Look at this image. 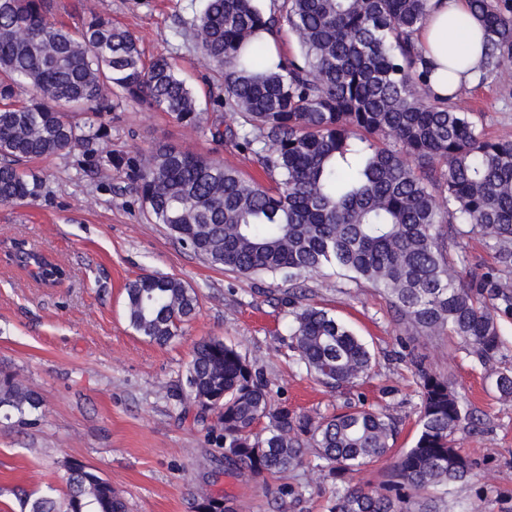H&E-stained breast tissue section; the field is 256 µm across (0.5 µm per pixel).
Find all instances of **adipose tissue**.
<instances>
[{"instance_id":"1","label":"adipose tissue","mask_w":512,"mask_h":512,"mask_svg":"<svg viewBox=\"0 0 512 512\" xmlns=\"http://www.w3.org/2000/svg\"><path fill=\"white\" fill-rule=\"evenodd\" d=\"M433 10L418 40L432 67L430 84L441 96L456 92L471 85L479 76L482 63V29L479 24H471L466 32H458L455 20L465 15V0H431ZM462 49L465 61L451 66V51Z\"/></svg>"}]
</instances>
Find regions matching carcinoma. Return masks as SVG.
<instances>
[{"mask_svg":"<svg viewBox=\"0 0 512 512\" xmlns=\"http://www.w3.org/2000/svg\"><path fill=\"white\" fill-rule=\"evenodd\" d=\"M55 0H0V202L34 204L44 182L25 163L81 148L95 153L97 115L127 101L168 112L198 128L202 109L170 58L148 59L136 38L84 3L80 29L50 21ZM456 22L483 28L479 83L512 77V0H468ZM430 0H202L183 36L224 85V111L237 127L210 128L252 156L262 185L217 160L168 145L133 157L100 155L96 168L123 166L151 219L212 267L282 276L292 288L291 347L307 372L339 390L367 374L372 353L345 323L312 303L306 280L332 269L379 290L412 336H456L482 365L504 357L502 321L512 320V140L489 136L466 101L436 94L417 35ZM291 35L298 52L263 38ZM31 89L25 102L18 90ZM477 238L492 262L472 264L464 239ZM15 260L55 284L61 265L18 249ZM131 329L164 346L195 317L199 297L183 280L143 273L124 286ZM421 404L411 447L373 490L332 491L327 512H427L420 495L464 482L477 462L454 435L468 414L447 378L410 353ZM185 384L197 418L220 410L224 473L255 478L296 469L312 453L345 480L393 450L399 423L354 404L332 416L272 404L256 365L219 338L199 342ZM512 398V372L496 373ZM38 396L0 371V409L19 418ZM265 420L263 432L254 430ZM64 505L47 495L27 512H126L112 485L85 471Z\"/></svg>","mask_w":512,"mask_h":512,"instance_id":"cac0c4a2","label":"carcinoma"}]
</instances>
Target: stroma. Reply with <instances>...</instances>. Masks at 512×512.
Wrapping results in <instances>:
<instances>
[{"mask_svg": "<svg viewBox=\"0 0 512 512\" xmlns=\"http://www.w3.org/2000/svg\"><path fill=\"white\" fill-rule=\"evenodd\" d=\"M197 3L97 0L98 10L131 31L147 55L177 57L205 121L193 129L130 102L95 117L105 132L97 149L125 156L168 144L263 180L251 156L207 129L216 120L234 124L235 117L214 106L220 83L181 35ZM461 96L493 135L512 137V82L470 85ZM92 166L78 148L33 160L28 168L45 181V196L34 206L0 204V369L41 400L35 423L0 417V512H21L24 491L65 500L72 463L111 483L127 512H195L210 495L232 499L236 512H275L262 480L225 475L222 448L195 420L185 371L194 345L210 338L239 345L263 372L274 406L320 416L360 401L398 420L401 448L415 439L421 402L401 351L415 350L431 372L453 382L476 419L456 436L478 463L475 475L449 485L437 512H512V400H501L493 389L497 368L512 371V322L503 325L510 351L499 367L484 366L456 338L406 335L376 289L329 272L309 278L314 302L375 353L369 378L331 390L298 363L289 347L287 310L266 299L287 292V282L210 267L148 217L124 168L92 176ZM15 241L50 253L68 269V279L53 288L36 284L6 258ZM146 272L176 276L199 296L195 318L164 346L138 336L125 317L124 285ZM279 481L296 491L288 512H326L335 481L322 461L308 458Z\"/></svg>", "mask_w": 512, "mask_h": 512, "instance_id": "stroma-1", "label": "stroma"}]
</instances>
